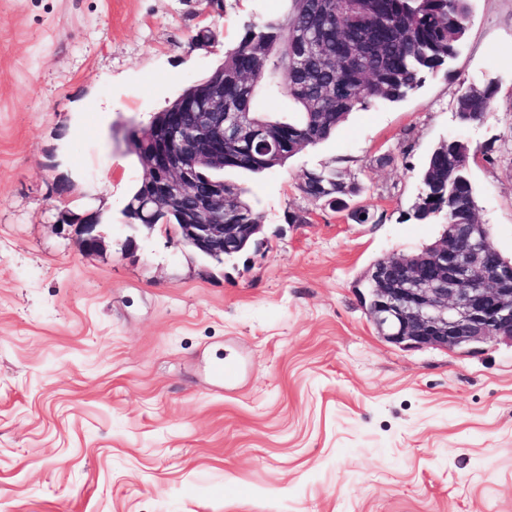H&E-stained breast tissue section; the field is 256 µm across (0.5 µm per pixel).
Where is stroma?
<instances>
[{
  "mask_svg": "<svg viewBox=\"0 0 512 512\" xmlns=\"http://www.w3.org/2000/svg\"><path fill=\"white\" fill-rule=\"evenodd\" d=\"M470 5L417 94L283 167L225 171L264 232L217 264L130 226L143 164L123 138L285 0H0V512H512V343L403 349L365 311L369 266L441 234L410 216L441 141L475 150L479 218L512 256V0ZM204 26L216 43L192 45ZM492 78L460 124L459 90ZM323 168L367 223L301 192ZM67 208L99 211L102 250ZM497 89L498 82L494 83V81L480 87V89L473 87L462 88L455 101V112H459L456 115L459 122L471 124L481 121L483 117L477 118L473 115L483 116L487 112Z\"/></svg>",
  "mask_w": 512,
  "mask_h": 512,
  "instance_id": "stroma-1",
  "label": "stroma"
}]
</instances>
